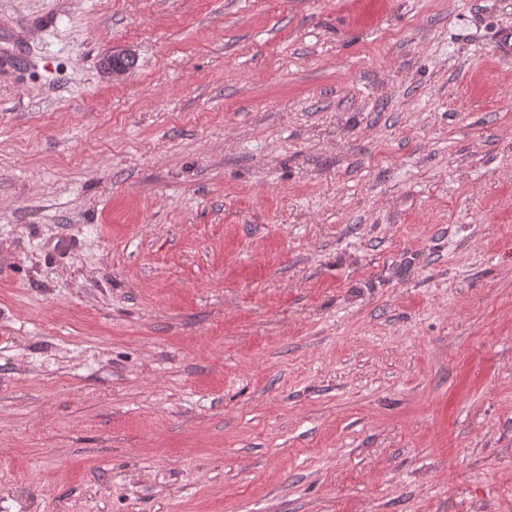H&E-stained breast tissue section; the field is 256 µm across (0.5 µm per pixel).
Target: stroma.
Segmentation results:
<instances>
[{"instance_id": "1", "label": "stroma", "mask_w": 512, "mask_h": 512, "mask_svg": "<svg viewBox=\"0 0 512 512\" xmlns=\"http://www.w3.org/2000/svg\"><path fill=\"white\" fill-rule=\"evenodd\" d=\"M504 27L0 0V512H512Z\"/></svg>"}]
</instances>
